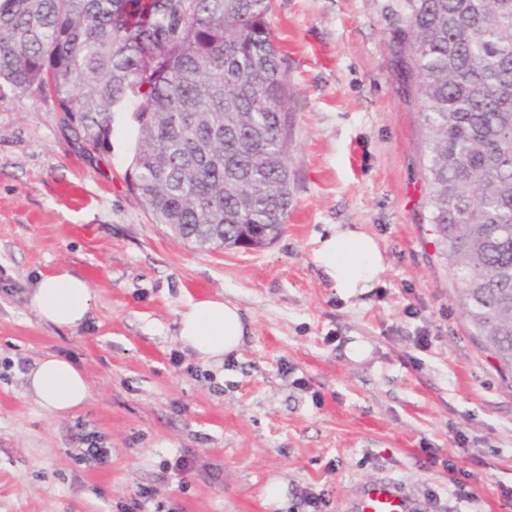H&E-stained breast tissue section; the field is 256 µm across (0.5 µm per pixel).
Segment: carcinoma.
<instances>
[{"label": "carcinoma", "mask_w": 512, "mask_h": 512, "mask_svg": "<svg viewBox=\"0 0 512 512\" xmlns=\"http://www.w3.org/2000/svg\"><path fill=\"white\" fill-rule=\"evenodd\" d=\"M424 180L471 335L512 371V0H398ZM272 0H0V88L49 101L88 154L137 114L132 187L200 249L262 248L291 202L292 90Z\"/></svg>", "instance_id": "cac0c4a2"}]
</instances>
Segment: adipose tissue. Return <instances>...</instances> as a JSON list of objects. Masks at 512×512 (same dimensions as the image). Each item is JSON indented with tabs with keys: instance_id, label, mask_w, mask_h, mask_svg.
I'll return each instance as SVG.
<instances>
[{
	"instance_id": "adipose-tissue-1",
	"label": "adipose tissue",
	"mask_w": 512,
	"mask_h": 512,
	"mask_svg": "<svg viewBox=\"0 0 512 512\" xmlns=\"http://www.w3.org/2000/svg\"><path fill=\"white\" fill-rule=\"evenodd\" d=\"M315 266L342 299L375 288L385 268L377 240L355 224H337L318 236L312 252ZM93 300L86 280L70 270L43 277L29 296L39 319L63 329L84 325ZM250 330L240 308L218 299L191 302L179 320V336L203 362H221L237 352ZM27 390L51 415L84 404L90 397L85 376L75 363L49 354L39 359L27 375Z\"/></svg>"
}]
</instances>
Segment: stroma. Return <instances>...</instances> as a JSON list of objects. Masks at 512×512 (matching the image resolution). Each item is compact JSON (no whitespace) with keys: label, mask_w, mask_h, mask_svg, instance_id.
Segmentation results:
<instances>
[{"label":"stroma","mask_w":512,"mask_h":512,"mask_svg":"<svg viewBox=\"0 0 512 512\" xmlns=\"http://www.w3.org/2000/svg\"><path fill=\"white\" fill-rule=\"evenodd\" d=\"M397 0H273L294 91L292 199L265 248L202 250L152 223L128 176L132 111L109 150L83 154L51 103L0 90V512H350L391 480L414 512H512V374L471 338L437 252L423 182L419 99ZM334 224L378 241L386 268L344 300L312 261ZM80 273L93 294L78 330L39 320L45 275ZM223 298L250 323L205 363L183 346L190 301ZM427 335V345L417 343ZM73 360L91 397L52 416L26 390L45 354ZM111 462L72 458L76 423ZM194 458L178 474L180 454ZM281 482L282 498L266 496Z\"/></svg>","instance_id":"stroma-1"}]
</instances>
